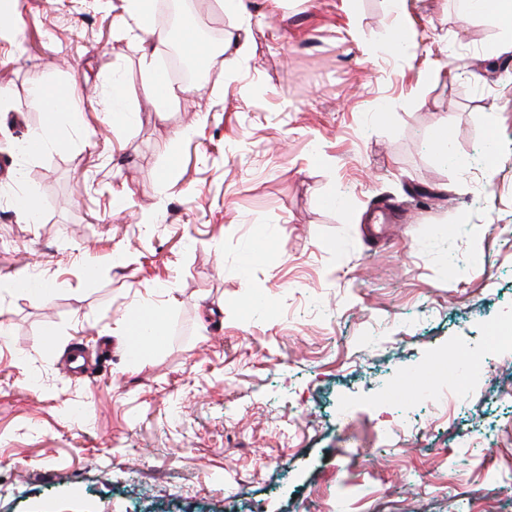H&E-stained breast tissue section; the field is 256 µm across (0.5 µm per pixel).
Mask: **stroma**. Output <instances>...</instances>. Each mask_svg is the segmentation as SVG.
I'll use <instances>...</instances> for the list:
<instances>
[{
  "mask_svg": "<svg viewBox=\"0 0 512 512\" xmlns=\"http://www.w3.org/2000/svg\"><path fill=\"white\" fill-rule=\"evenodd\" d=\"M174 1L210 65L160 111L121 0L8 4L0 512H512V348L486 349L512 322V30L457 0ZM39 83L83 102L32 157ZM24 269L45 299L9 290ZM484 353L456 405L393 397Z\"/></svg>",
  "mask_w": 512,
  "mask_h": 512,
  "instance_id": "35a3bbf8",
  "label": "stroma"
}]
</instances>
